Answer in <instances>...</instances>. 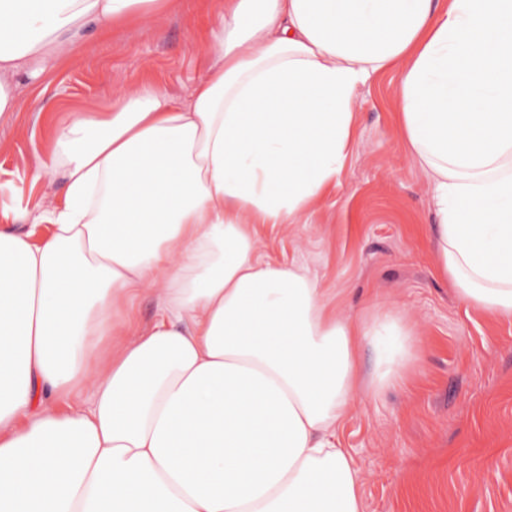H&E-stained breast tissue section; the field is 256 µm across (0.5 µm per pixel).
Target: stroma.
Here are the masks:
<instances>
[{
	"label": "stroma",
	"mask_w": 512,
	"mask_h": 512,
	"mask_svg": "<svg viewBox=\"0 0 512 512\" xmlns=\"http://www.w3.org/2000/svg\"><path fill=\"white\" fill-rule=\"evenodd\" d=\"M224 0H172L13 78L17 108L0 119V213L19 231L59 204L50 171L56 125L74 112H108L158 82L187 97L213 58L205 42ZM397 75L357 92L352 151L336 186L300 224L257 227L263 256L304 265L344 317L371 302L403 311L418 361L402 386L358 395L338 430L361 475L364 512H512V320L465 306L434 269L436 216L423 170L407 155ZM39 181H32L35 171Z\"/></svg>",
	"instance_id": "35a3bbf8"
}]
</instances>
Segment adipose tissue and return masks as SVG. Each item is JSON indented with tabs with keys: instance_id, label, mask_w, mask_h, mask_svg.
Returning <instances> with one entry per match:
<instances>
[{
	"instance_id": "1",
	"label": "adipose tissue",
	"mask_w": 512,
	"mask_h": 512,
	"mask_svg": "<svg viewBox=\"0 0 512 512\" xmlns=\"http://www.w3.org/2000/svg\"><path fill=\"white\" fill-rule=\"evenodd\" d=\"M168 3L0 0V116L27 61ZM208 49L187 99L147 84L72 114L48 234L0 226V512H363L337 428L409 376L416 333L380 305L338 315L255 227L335 186L379 73L431 185L437 267L512 319V0H224Z\"/></svg>"
}]
</instances>
